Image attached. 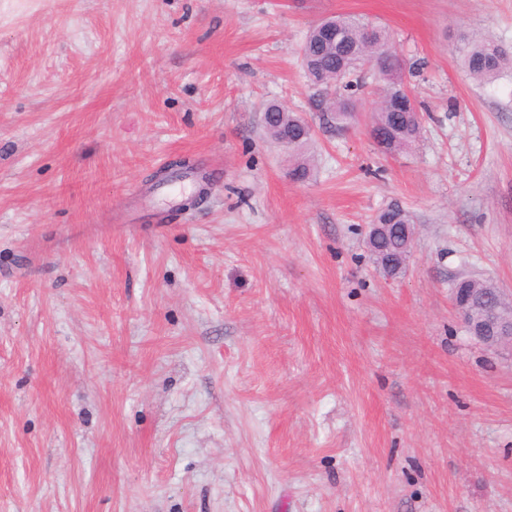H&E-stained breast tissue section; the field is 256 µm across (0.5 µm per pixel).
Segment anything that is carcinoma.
I'll list each match as a JSON object with an SVG mask.
<instances>
[{
  "mask_svg": "<svg viewBox=\"0 0 512 512\" xmlns=\"http://www.w3.org/2000/svg\"><path fill=\"white\" fill-rule=\"evenodd\" d=\"M388 46V38L380 27L374 26L355 15H337L314 24L301 44L298 54L302 67L309 80L320 88L319 103L322 111L338 123L352 119L351 100L331 91L343 82L344 90L358 86V81L350 76L362 69L373 58L380 61L378 78L383 85L377 88L379 101L372 116L370 133L384 130L394 137V152L414 144L420 137L421 122L416 106H400L404 97L402 73L405 61L395 52L381 56L379 52ZM512 65L497 46L485 41L469 42L462 55V65L469 75L486 81L494 78L506 65ZM264 125L272 139L280 143L288 139L284 147L299 154L311 139V126L301 117L289 112L279 104H269L264 110ZM413 224L410 212L398 202H392L378 212L372 220L374 224ZM415 231L401 229L390 232L367 244L375 263L381 258L409 256Z\"/></svg>",
  "mask_w": 512,
  "mask_h": 512,
  "instance_id": "1",
  "label": "carcinoma"
}]
</instances>
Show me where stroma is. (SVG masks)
<instances>
[{
  "label": "stroma",
  "mask_w": 512,
  "mask_h": 512,
  "mask_svg": "<svg viewBox=\"0 0 512 512\" xmlns=\"http://www.w3.org/2000/svg\"><path fill=\"white\" fill-rule=\"evenodd\" d=\"M336 14L406 61L415 148L370 137L371 77L322 115L296 51ZM467 37L512 56V0H0V512H512V356L451 293H512V68ZM178 158L214 178L186 210ZM512 65V58L507 57L497 46L485 40L469 42L462 55V65L469 75L486 81L494 78L505 66ZM264 125L267 133L276 142L293 152L295 158L300 155L301 149L311 139V126L301 117L288 112L279 104H269L264 110ZM288 138V142H282ZM394 217H397V220L392 222ZM407 224L410 225L408 235L404 229H401L380 236L375 241L366 244L378 266L382 257L391 259L406 256V259L409 258L415 234L414 222L406 208L398 202H391L378 212L371 224L368 225L367 239L379 233H387L395 225L403 227Z\"/></svg>",
  "instance_id": "1"
}]
</instances>
